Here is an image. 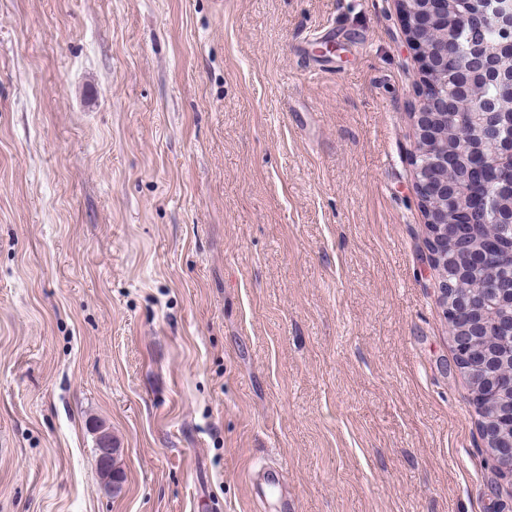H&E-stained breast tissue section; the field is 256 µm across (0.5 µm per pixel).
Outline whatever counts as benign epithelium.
Segmentation results:
<instances>
[{"label": "benign epithelium", "instance_id": "7a95c632", "mask_svg": "<svg viewBox=\"0 0 512 512\" xmlns=\"http://www.w3.org/2000/svg\"><path fill=\"white\" fill-rule=\"evenodd\" d=\"M407 43L420 64L418 112L415 113L417 141L410 153L413 185L429 229L426 240L429 268L438 272V290L448 318L455 323L451 340L457 370L471 381L473 388L491 391L496 403L494 413L482 419L481 433L486 441L492 480L490 492L507 485L512 488V369L499 368L498 350L483 344L482 313L496 301L509 317L512 329V275L488 288L459 291L461 278L471 267L497 261L512 270V245L486 249L459 240V224L490 225L499 222L512 232V208L495 212V197L486 196L474 203L471 183L481 178L479 168L468 167L460 180L444 175L455 170L454 154L440 144L439 125L457 130L470 126L479 116V135L496 157H512V142L505 131L512 127V112L498 103L469 95L475 85L493 84L500 94L512 98V12L503 14L487 8L474 13L470 22L476 27L489 25L498 30L497 49L488 52L482 45L465 51L455 70L448 69V0H399ZM432 38L434 48L424 55L419 46ZM459 223H448V210Z\"/></svg>", "mask_w": 512, "mask_h": 512}]
</instances>
